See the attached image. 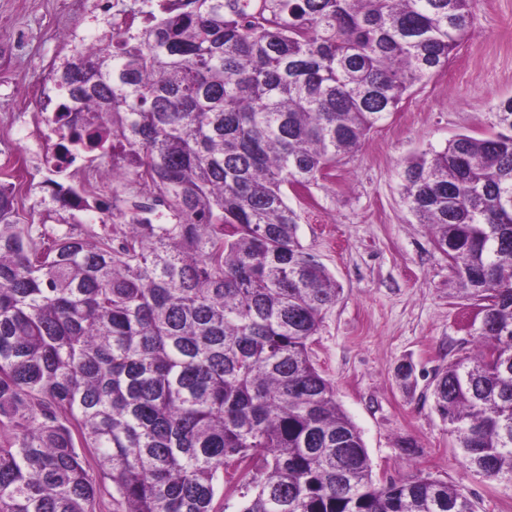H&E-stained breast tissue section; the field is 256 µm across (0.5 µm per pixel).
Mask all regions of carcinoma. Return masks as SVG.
Listing matches in <instances>:
<instances>
[{"instance_id": "obj_1", "label": "carcinoma", "mask_w": 512, "mask_h": 512, "mask_svg": "<svg viewBox=\"0 0 512 512\" xmlns=\"http://www.w3.org/2000/svg\"><path fill=\"white\" fill-rule=\"evenodd\" d=\"M473 0H185L130 41L55 67L73 158L94 155L166 211L87 239L16 220L0 182V512H475L441 480L378 482L310 343L340 288L306 252V190L446 67ZM489 137L409 160L478 345L434 409L468 467L512 482V97ZM70 211L78 188L47 181Z\"/></svg>"}]
</instances>
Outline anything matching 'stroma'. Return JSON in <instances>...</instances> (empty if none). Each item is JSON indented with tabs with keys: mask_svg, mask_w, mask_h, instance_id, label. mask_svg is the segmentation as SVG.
Instances as JSON below:
<instances>
[{
	"mask_svg": "<svg viewBox=\"0 0 512 512\" xmlns=\"http://www.w3.org/2000/svg\"><path fill=\"white\" fill-rule=\"evenodd\" d=\"M475 28L443 68L413 88L360 150L288 203L298 236L341 294L310 345L336 400L359 429L373 477L411 471L455 485L476 512H512V483L467 466L433 407L438 372L477 340L476 309L459 298L448 263L410 213L401 173L416 155L461 134L493 130V106L512 97V0H476ZM94 0H0V179L20 176V223L43 217L46 173L27 131L39 114L25 99L66 53L70 31L100 38ZM412 369L401 381V367Z\"/></svg>",
	"mask_w": 512,
	"mask_h": 512,
	"instance_id": "1",
	"label": "stroma"
}]
</instances>
